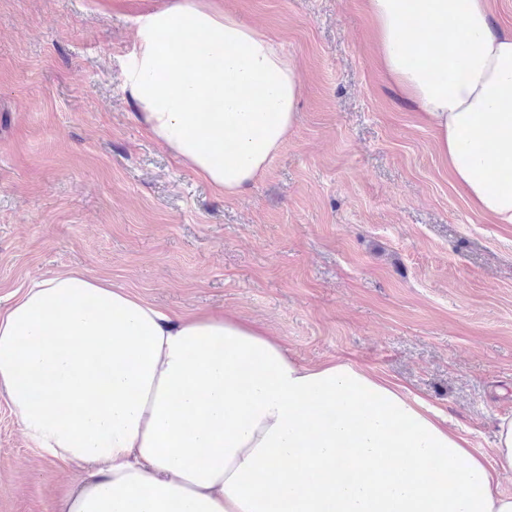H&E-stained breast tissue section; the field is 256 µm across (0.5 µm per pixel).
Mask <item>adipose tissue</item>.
Listing matches in <instances>:
<instances>
[{
  "mask_svg": "<svg viewBox=\"0 0 512 512\" xmlns=\"http://www.w3.org/2000/svg\"><path fill=\"white\" fill-rule=\"evenodd\" d=\"M379 63L456 186L512 224V35L488 0H368ZM123 88L154 138L228 195L297 121V66L210 0L140 18ZM462 69H454L455 60ZM0 389L23 435L81 468L56 512H512V419L474 453L423 399L347 361L308 365L236 313L174 318L81 271L0 311Z\"/></svg>",
  "mask_w": 512,
  "mask_h": 512,
  "instance_id": "obj_1",
  "label": "adipose tissue"
}]
</instances>
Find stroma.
Listing matches in <instances>:
<instances>
[{
	"label": "stroma",
	"mask_w": 512,
	"mask_h": 512,
	"mask_svg": "<svg viewBox=\"0 0 512 512\" xmlns=\"http://www.w3.org/2000/svg\"><path fill=\"white\" fill-rule=\"evenodd\" d=\"M173 0H0V311L83 271L171 316L227 309L298 358L346 359L490 454L512 417V225L471 206L376 63L366 0H212L301 74L299 120L227 195L123 89L140 16ZM76 468L0 392V512H54Z\"/></svg>",
	"instance_id": "1"
}]
</instances>
